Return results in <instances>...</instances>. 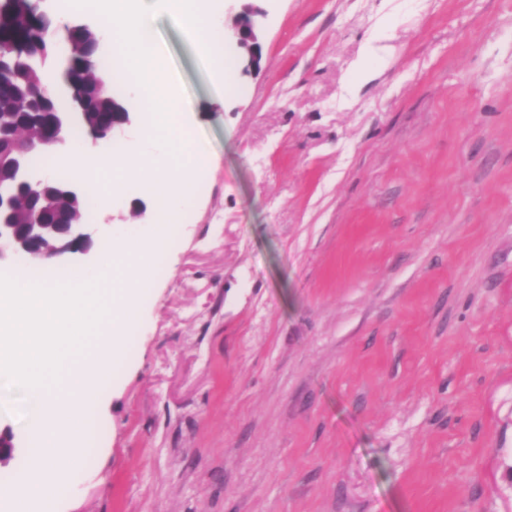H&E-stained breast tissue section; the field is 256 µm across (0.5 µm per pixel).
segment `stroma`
Masks as SVG:
<instances>
[{"label": "stroma", "instance_id": "1", "mask_svg": "<svg viewBox=\"0 0 512 512\" xmlns=\"http://www.w3.org/2000/svg\"><path fill=\"white\" fill-rule=\"evenodd\" d=\"M262 6L222 95L154 17L212 162L57 512H512V0Z\"/></svg>", "mask_w": 512, "mask_h": 512}]
</instances>
